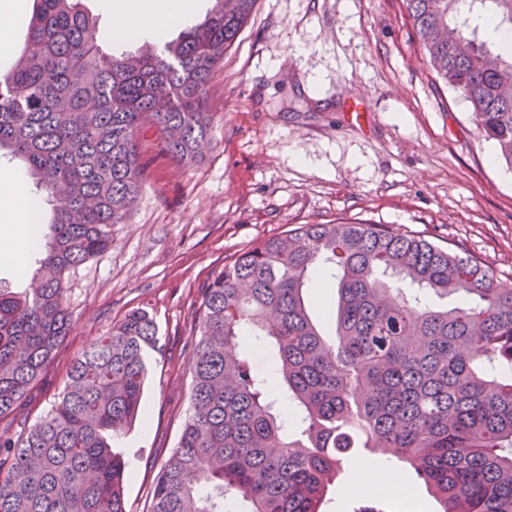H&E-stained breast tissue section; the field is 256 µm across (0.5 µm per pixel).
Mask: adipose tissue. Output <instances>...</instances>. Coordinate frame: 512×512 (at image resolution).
<instances>
[{"label":"adipose tissue","instance_id":"1","mask_svg":"<svg viewBox=\"0 0 512 512\" xmlns=\"http://www.w3.org/2000/svg\"><path fill=\"white\" fill-rule=\"evenodd\" d=\"M112 37L135 40L143 37L163 41L167 32L181 23L195 7L194 0H112ZM24 180L14 174L0 180V203L6 205L0 232V264L24 273L37 239L39 212L24 191Z\"/></svg>","mask_w":512,"mask_h":512}]
</instances>
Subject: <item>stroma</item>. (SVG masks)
I'll list each match as a JSON object with an SVG mask.
<instances>
[{"label":"stroma","mask_w":512,"mask_h":512,"mask_svg":"<svg viewBox=\"0 0 512 512\" xmlns=\"http://www.w3.org/2000/svg\"><path fill=\"white\" fill-rule=\"evenodd\" d=\"M301 53L287 55L293 45ZM364 123L346 117L349 103ZM212 141L179 163L154 130L140 140L143 190L105 252L70 270L67 336L10 427L30 428L71 362L132 309L159 350L135 425L115 439L128 462L127 512L153 482L189 410L204 288L229 257L303 224H379L488 264L512 288V181L463 96L421 58L401 0H256L209 93ZM382 512H439L413 471Z\"/></svg>","instance_id":"35a3bbf8"}]
</instances>
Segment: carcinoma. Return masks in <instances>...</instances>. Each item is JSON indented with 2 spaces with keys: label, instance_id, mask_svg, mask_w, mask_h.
Returning a JSON list of instances; mask_svg holds the SVG:
<instances>
[{
  "label": "carcinoma",
  "instance_id": "1",
  "mask_svg": "<svg viewBox=\"0 0 512 512\" xmlns=\"http://www.w3.org/2000/svg\"><path fill=\"white\" fill-rule=\"evenodd\" d=\"M256 0H215L205 19L134 55L100 52L80 0H34L23 53L0 75V157L59 200L30 287H0V422L22 406L67 334L70 269L111 246L145 184L139 140L192 161L211 140L208 84ZM423 57L460 92L512 167V44L493 51L470 15L512 32V0H402ZM337 288L327 339L303 291ZM462 295L434 309L428 293ZM190 410L150 512H326L344 466L371 448L410 467L441 512H512V289L473 256L378 224H304L216 272L198 308ZM264 340L272 376L252 372ZM128 312L73 360L61 394L20 438L0 432V512H126L132 427L159 350Z\"/></svg>",
  "mask_w": 512,
  "mask_h": 512
}]
</instances>
